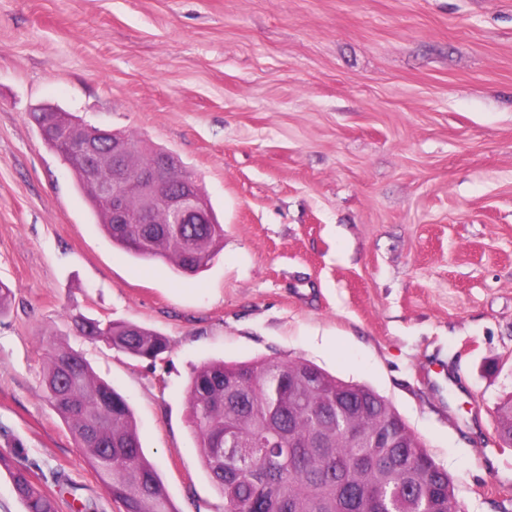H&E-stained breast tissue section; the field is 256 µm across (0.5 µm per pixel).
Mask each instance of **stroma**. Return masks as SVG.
Listing matches in <instances>:
<instances>
[{
	"label": "stroma",
	"instance_id": "stroma-1",
	"mask_svg": "<svg viewBox=\"0 0 512 512\" xmlns=\"http://www.w3.org/2000/svg\"><path fill=\"white\" fill-rule=\"evenodd\" d=\"M137 132L198 178L197 274L113 245L31 112ZM0 428L118 512L40 395L47 341L130 403L179 512H224L193 371L302 358L387 398L461 512H512V0H0ZM164 336L157 363L71 316Z\"/></svg>",
	"mask_w": 512,
	"mask_h": 512
}]
</instances>
